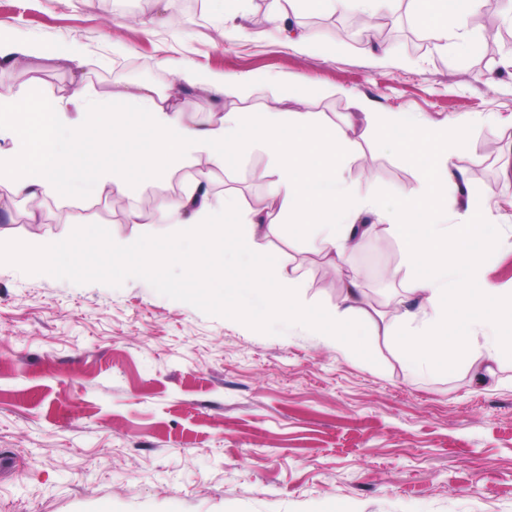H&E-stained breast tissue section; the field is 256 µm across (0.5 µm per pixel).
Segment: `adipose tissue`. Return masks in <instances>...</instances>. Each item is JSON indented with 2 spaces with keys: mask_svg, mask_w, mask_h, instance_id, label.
I'll return each mask as SVG.
<instances>
[{
  "mask_svg": "<svg viewBox=\"0 0 512 512\" xmlns=\"http://www.w3.org/2000/svg\"><path fill=\"white\" fill-rule=\"evenodd\" d=\"M412 3L437 40L452 35L460 54L476 51L477 42L463 26L481 0ZM56 58L83 64L77 46L22 41L0 31V75L29 59ZM260 80L257 74L227 79L196 70L165 92L128 87L108 102L91 99L82 85L66 98L35 99L0 86V138L11 142L9 149L0 150V182H9L33 211L48 193L64 204L90 203L106 191L121 200L144 180L159 178L197 155L223 169L256 143L278 162L271 200L261 210H243L233 194L215 197L191 183L176 200L159 205L164 219L185 226L184 235L110 242L102 225L83 224L69 237L17 241L14 252L69 270L92 244L104 271L146 275L158 287L233 306L261 324L299 321L335 344L357 335L362 326L371 334H384L395 341L404 361L423 373L447 368L449 353H469V337L455 331L462 320L488 329L486 359L512 347V290L487 287L480 263L468 253L480 235L483 204L451 158L467 146L469 117L435 125L418 112L372 111L370 102L360 98L341 125L328 124L315 112L227 111L217 106L201 123L178 105L187 88L219 99L240 95ZM376 123L403 132L393 150L414 158L424 151L432 154V161L420 166L419 195L388 204L355 194L346 184L342 173L354 151L355 130ZM104 130L112 134L111 165L94 172L69 165L72 156L87 155L89 146L103 148L98 135ZM448 199L462 206L460 223H442L440 204ZM369 214L377 216V223L366 222ZM283 227L310 237L325 256L340 259L382 229L405 242L406 297L400 308L389 321L378 322L366 307L358 277L351 275L341 281L336 307L322 313L296 307L267 276L275 256L258 248L259 239ZM176 261L187 268L178 281L167 275Z\"/></svg>",
  "mask_w": 512,
  "mask_h": 512,
  "instance_id": "ef3b65f1",
  "label": "adipose tissue"
}]
</instances>
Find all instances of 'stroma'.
I'll return each mask as SVG.
<instances>
[{
	"instance_id": "1",
	"label": "stroma",
	"mask_w": 512,
	"mask_h": 512,
	"mask_svg": "<svg viewBox=\"0 0 512 512\" xmlns=\"http://www.w3.org/2000/svg\"><path fill=\"white\" fill-rule=\"evenodd\" d=\"M275 0H0V25L17 36L74 42L69 62L38 59L12 70L15 91L65 94L82 78L100 99L133 85L165 91L187 70L262 73L227 110L274 102L287 82L312 92L309 111L340 124L365 98L376 112H420L440 124L474 123L454 157L486 205L494 245L483 259L493 288L512 285V69L487 49L461 58L440 47L396 0L395 35L378 44L343 37L346 14L308 0L298 29L334 45L328 56L285 40ZM275 103V102H274ZM393 130L369 128L345 177L360 193H418L417 161L381 150ZM256 148L226 170L196 159L113 202L65 205L46 198L39 223L21 201L0 217V247L33 234L67 235L79 223L137 238L128 209L180 195L205 180L215 195L264 202L276 180ZM281 272L301 274L311 308L335 305L341 273L357 272L367 302L389 311L403 299L407 251L378 233L334 269L310 239L262 242ZM48 271L33 258L0 259V512H512V353L474 384L463 356L420 374L384 336L327 344L303 324L269 331L221 304L175 295L137 276Z\"/></svg>"
}]
</instances>
